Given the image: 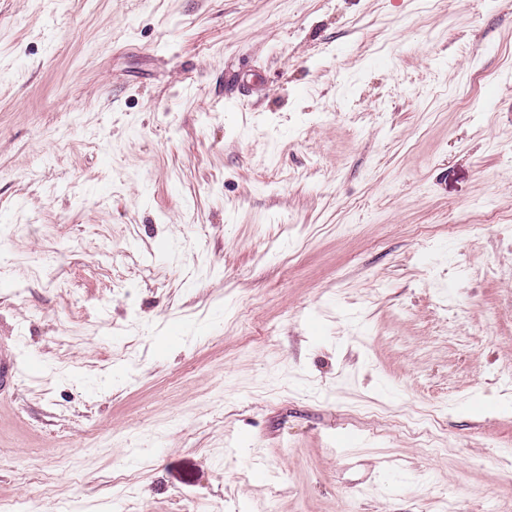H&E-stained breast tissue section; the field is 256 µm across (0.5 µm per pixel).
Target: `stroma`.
<instances>
[{"label":"stroma","mask_w":512,"mask_h":512,"mask_svg":"<svg viewBox=\"0 0 512 512\" xmlns=\"http://www.w3.org/2000/svg\"><path fill=\"white\" fill-rule=\"evenodd\" d=\"M0 342V503L512 512V0H0Z\"/></svg>","instance_id":"35a3bbf8"}]
</instances>
